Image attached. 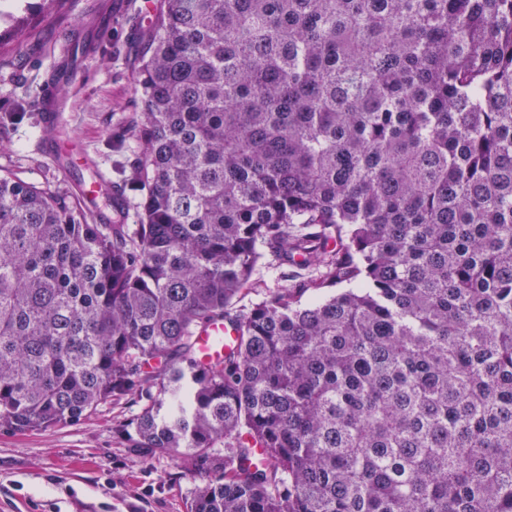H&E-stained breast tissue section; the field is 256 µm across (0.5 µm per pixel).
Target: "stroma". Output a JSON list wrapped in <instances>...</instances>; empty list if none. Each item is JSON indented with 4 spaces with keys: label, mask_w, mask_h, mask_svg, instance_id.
<instances>
[{
    "label": "stroma",
    "mask_w": 512,
    "mask_h": 512,
    "mask_svg": "<svg viewBox=\"0 0 512 512\" xmlns=\"http://www.w3.org/2000/svg\"><path fill=\"white\" fill-rule=\"evenodd\" d=\"M102 0H66L62 11L32 20L22 43H0V115L14 119L0 138V169L42 182L56 171L37 150L40 134L36 92L63 33L88 22ZM101 40V60L65 98L64 129L70 143L92 156L118 180L119 155L111 147L121 118L136 110L133 78L154 9L147 0H127ZM24 56L22 71L12 62ZM136 406L109 401L74 425L43 432L0 431V512H188L195 475L150 448L127 441Z\"/></svg>",
    "instance_id": "35a3bbf8"
}]
</instances>
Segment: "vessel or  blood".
I'll return each instance as SVG.
<instances>
[{"instance_id": "obj_1", "label": "vessel or blood", "mask_w": 512, "mask_h": 512, "mask_svg": "<svg viewBox=\"0 0 512 512\" xmlns=\"http://www.w3.org/2000/svg\"><path fill=\"white\" fill-rule=\"evenodd\" d=\"M120 0H103L89 27L67 34L58 44L47 80L38 90L40 102L41 135L39 150L54 168L67 175L80 199L93 201L104 176L91 179L84 171L90 163L87 154L70 150L61 140L58 130L63 124L66 103L59 92L63 85H75L80 78L83 63L96 56V44L101 35L112 26L114 14L120 11ZM238 340L234 327L227 319H218L201 328L195 335V353L198 360L209 366L223 362L225 352Z\"/></svg>"}]
</instances>
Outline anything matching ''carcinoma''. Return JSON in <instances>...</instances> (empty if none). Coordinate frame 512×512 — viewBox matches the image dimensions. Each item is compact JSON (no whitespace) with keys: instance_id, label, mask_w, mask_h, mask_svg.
<instances>
[{"instance_id":"obj_1","label":"carcinoma","mask_w":512,"mask_h":512,"mask_svg":"<svg viewBox=\"0 0 512 512\" xmlns=\"http://www.w3.org/2000/svg\"><path fill=\"white\" fill-rule=\"evenodd\" d=\"M134 91L138 224L0 170V430L129 396L190 512H512V0H163ZM283 270H288V273L294 276L293 279L300 280L304 277V275L292 272L294 269L289 266L288 268L283 267L276 270L273 269V267L261 264L256 268L252 278L253 281L257 283L258 288H253L249 293L241 295L236 300L235 305L237 307H250L252 304L259 302L266 292L274 288H279L284 283L281 278V272H283ZM238 336L227 319H217L201 328L195 335V353L207 366L224 361V353L237 344Z\"/></svg>"}]
</instances>
